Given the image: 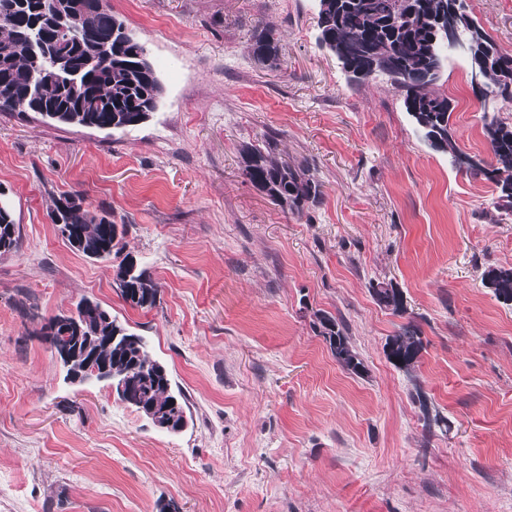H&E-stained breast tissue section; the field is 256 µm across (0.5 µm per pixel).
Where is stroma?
Returning <instances> with one entry per match:
<instances>
[{"mask_svg": "<svg viewBox=\"0 0 512 512\" xmlns=\"http://www.w3.org/2000/svg\"><path fill=\"white\" fill-rule=\"evenodd\" d=\"M468 3L512 51V0ZM110 5L160 78L148 119L109 131L0 114L20 234L0 256V512H512V305L482 284L512 265V215L492 185L418 138L385 76L348 80L317 42L318 0ZM266 25L273 68L249 49ZM435 90L458 148L491 161L495 104L465 57ZM267 140L323 184L302 218L242 173V146ZM73 191L124 220L155 307L131 308L111 265L58 236L50 213ZM380 283L404 313L374 302ZM84 296L167 366L183 432L65 381L40 332ZM318 310L346 321L364 376L315 335ZM407 325L424 348L406 369L384 344ZM372 297L377 305L386 310H390L395 314L403 313L404 299L399 288L393 285L379 286L371 288Z\"/></svg>", "mask_w": 512, "mask_h": 512, "instance_id": "obj_1", "label": "stroma"}]
</instances>
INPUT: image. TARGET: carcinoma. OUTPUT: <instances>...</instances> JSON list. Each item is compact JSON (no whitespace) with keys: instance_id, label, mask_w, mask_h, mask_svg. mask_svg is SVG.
Here are the masks:
<instances>
[{"instance_id":"obj_1","label":"carcinoma","mask_w":512,"mask_h":512,"mask_svg":"<svg viewBox=\"0 0 512 512\" xmlns=\"http://www.w3.org/2000/svg\"><path fill=\"white\" fill-rule=\"evenodd\" d=\"M440 0H325L318 12V43L357 46L344 61L353 73L388 76L403 92V105L425 140L435 139L451 158L464 156L449 126L448 97L436 93L428 76L429 62L437 56L433 18ZM462 27L472 42L473 55L489 61L487 92L512 112V52L500 48L471 14ZM262 64L279 61L273 30L264 29L250 44ZM160 83L151 70L147 46L128 32L108 0H84L80 16L72 14V0H0V112H43L49 123L112 130L135 127L149 115ZM493 161L468 167L465 174L494 185L497 199L512 206V120L492 117L484 124ZM243 175L281 210L296 218L319 203L323 184L306 167H295L275 154V146L251 145L241 153ZM109 211H96L78 194L59 199L51 218L78 228L83 247L79 253L95 260H112L121 299L133 308L156 305L159 286L146 270L132 263L123 238L105 223ZM19 226L15 213L0 211V254L17 249ZM486 287L503 303H512V266L490 267L483 273ZM377 305L395 314L405 312L402 292L392 285L371 288ZM79 316L73 335L79 341L59 339L67 349L62 363L67 373L84 369L88 354L112 363V376H130L125 398L134 409L149 406L172 419L185 412L186 397L172 389L165 365L153 360L143 336L113 316L91 297L75 305ZM313 327L323 337L336 363L360 376L365 365L351 346L346 325L335 316L317 311ZM423 349L411 325L386 339L384 352L396 366H410Z\"/></svg>"}]
</instances>
